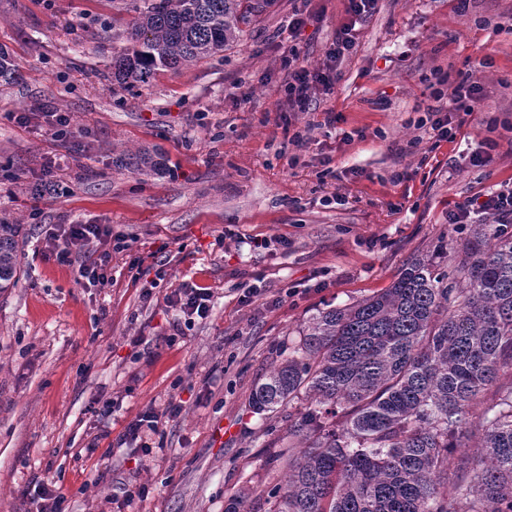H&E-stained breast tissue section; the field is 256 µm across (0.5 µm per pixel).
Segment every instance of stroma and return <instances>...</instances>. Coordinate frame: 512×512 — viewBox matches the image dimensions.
Listing matches in <instances>:
<instances>
[{"label": "stroma", "instance_id": "1", "mask_svg": "<svg viewBox=\"0 0 512 512\" xmlns=\"http://www.w3.org/2000/svg\"><path fill=\"white\" fill-rule=\"evenodd\" d=\"M143 6L0 0V47L20 73L0 86V218L24 234L20 279L0 292V512H35V478L67 512H121L136 485L149 494L135 512H224L280 477L269 445L288 421L249 406L276 352L319 309L388 287L447 240L456 203L512 179V0H377L331 94L303 112L280 109L283 54L323 65L346 0H311L297 31L298 0H272L223 52L128 89L112 57ZM461 74L486 96L455 141L434 143L421 122L440 79ZM47 112L68 114L65 137ZM298 132L307 143L291 144ZM492 141L493 161L474 165ZM124 149L157 168L119 165ZM49 224L111 225L126 245L111 281L85 287L46 257ZM187 288L209 290L208 318L169 306ZM170 400L182 411L139 466L119 441Z\"/></svg>", "mask_w": 512, "mask_h": 512}]
</instances>
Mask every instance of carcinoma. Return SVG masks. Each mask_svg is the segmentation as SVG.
I'll return each instance as SVG.
<instances>
[{
  "instance_id": "1",
  "label": "carcinoma",
  "mask_w": 512,
  "mask_h": 512,
  "mask_svg": "<svg viewBox=\"0 0 512 512\" xmlns=\"http://www.w3.org/2000/svg\"><path fill=\"white\" fill-rule=\"evenodd\" d=\"M271 0H145L113 59L145 83L237 41ZM18 69L0 49V83ZM22 225L0 221V290L14 286ZM288 406L287 473L247 497L268 512H512V232L474 224L408 260L391 285L328 305L250 395Z\"/></svg>"
}]
</instances>
